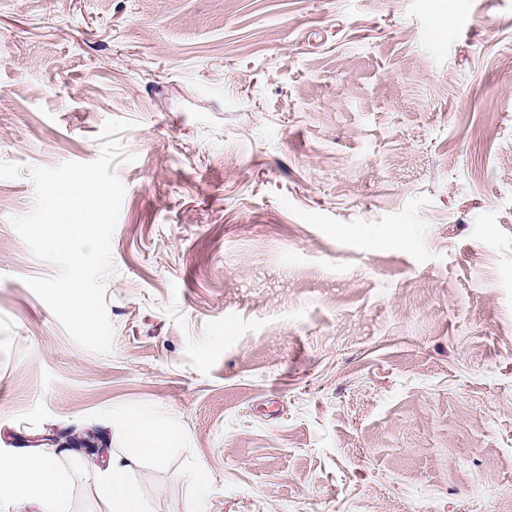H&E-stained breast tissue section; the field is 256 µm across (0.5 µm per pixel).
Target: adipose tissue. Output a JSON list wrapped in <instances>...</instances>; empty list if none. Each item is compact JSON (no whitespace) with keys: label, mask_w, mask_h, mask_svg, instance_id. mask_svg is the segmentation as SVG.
Returning a JSON list of instances; mask_svg holds the SVG:
<instances>
[{"label":"adipose tissue","mask_w":512,"mask_h":512,"mask_svg":"<svg viewBox=\"0 0 512 512\" xmlns=\"http://www.w3.org/2000/svg\"><path fill=\"white\" fill-rule=\"evenodd\" d=\"M136 455L113 451L95 456L90 475L104 505L103 512H145L141 490L130 479L138 457L159 459L181 440L170 422L137 409L117 415ZM69 449L45 447L40 451L0 450V497L22 504L24 512H70L72 489L62 463Z\"/></svg>","instance_id":"1"}]
</instances>
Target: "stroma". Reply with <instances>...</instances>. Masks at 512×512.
<instances>
[{
  "mask_svg": "<svg viewBox=\"0 0 512 512\" xmlns=\"http://www.w3.org/2000/svg\"><path fill=\"white\" fill-rule=\"evenodd\" d=\"M114 138L111 354L0 179L1 445L137 408L147 512H512V0H0V162ZM127 440L137 447L139 456L160 459L181 440L179 430L170 422L137 409H125L115 415Z\"/></svg>",
  "mask_w": 512,
  "mask_h": 512,
  "instance_id": "1",
  "label": "stroma"
}]
</instances>
